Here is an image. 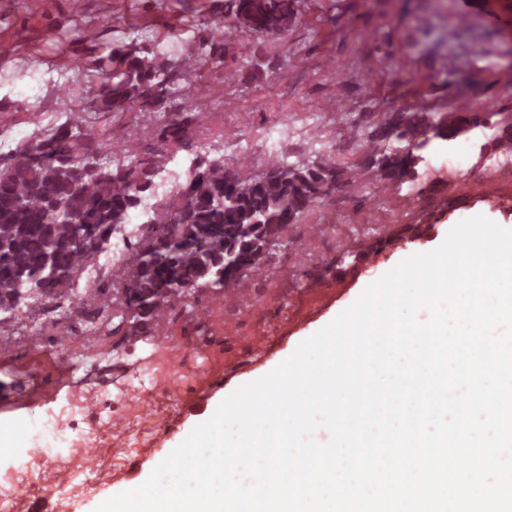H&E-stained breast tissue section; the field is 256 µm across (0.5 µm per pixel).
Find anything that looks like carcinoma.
<instances>
[{"mask_svg": "<svg viewBox=\"0 0 512 512\" xmlns=\"http://www.w3.org/2000/svg\"><path fill=\"white\" fill-rule=\"evenodd\" d=\"M226 9V26L201 40L190 57L165 65L147 44L110 45L95 59L91 111L164 112V121L142 136L152 142L148 154L136 143L119 158L103 146L93 148L90 133L69 120L0 161V312L20 309L32 295L55 299L72 291L80 263L107 250L111 232L153 189L168 150L188 140L191 118L172 110L171 102L187 96L205 65L224 64L238 32L283 34L297 20L295 0H226ZM494 116L470 104L440 115L394 112L369 138L398 146L374 147L363 168L374 170L386 187L415 186L433 140L470 133ZM359 175L323 161L294 166L280 158L263 176L244 180L220 160L192 163L180 203L148 219L155 231L138 244L123 272L125 319L156 328L161 311L188 290L222 291L244 272L269 268L275 249L288 246L284 230Z\"/></svg>", "mask_w": 512, "mask_h": 512, "instance_id": "carcinoma-1", "label": "carcinoma"}]
</instances>
